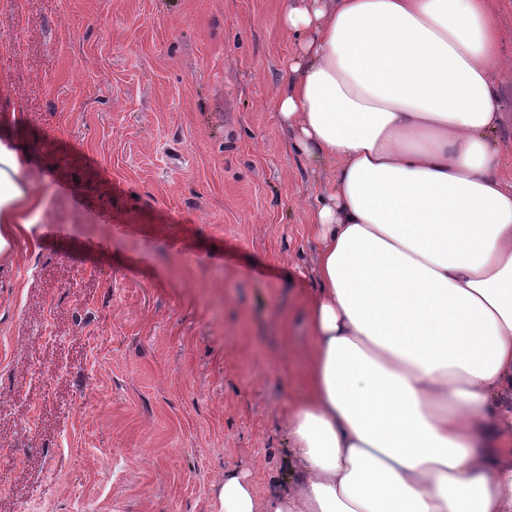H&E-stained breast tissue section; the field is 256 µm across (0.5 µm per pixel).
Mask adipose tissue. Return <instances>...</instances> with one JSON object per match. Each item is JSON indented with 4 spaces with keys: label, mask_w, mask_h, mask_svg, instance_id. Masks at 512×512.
I'll use <instances>...</instances> for the list:
<instances>
[{
    "label": "adipose tissue",
    "mask_w": 512,
    "mask_h": 512,
    "mask_svg": "<svg viewBox=\"0 0 512 512\" xmlns=\"http://www.w3.org/2000/svg\"><path fill=\"white\" fill-rule=\"evenodd\" d=\"M490 0H282L301 52L276 109L329 172L303 301L313 347L284 487L220 512H512V181L488 140L512 77ZM0 138V262L39 241Z\"/></svg>",
    "instance_id": "1"
}]
</instances>
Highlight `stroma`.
<instances>
[{"mask_svg": "<svg viewBox=\"0 0 512 512\" xmlns=\"http://www.w3.org/2000/svg\"><path fill=\"white\" fill-rule=\"evenodd\" d=\"M281 0H0L43 199L0 265V512H220L286 483L329 175L277 118ZM36 422H29L32 405Z\"/></svg>", "mask_w": 512, "mask_h": 512, "instance_id": "1", "label": "stroma"}]
</instances>
